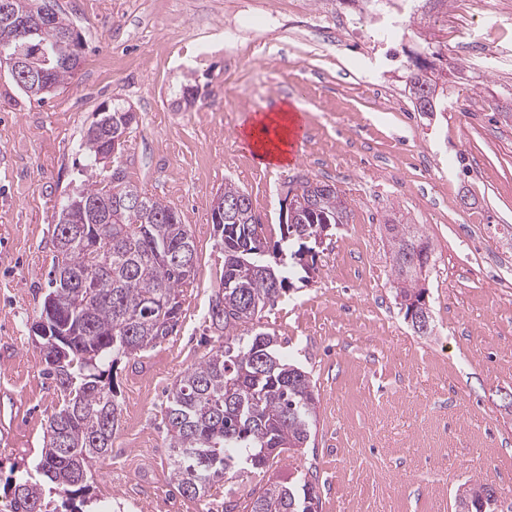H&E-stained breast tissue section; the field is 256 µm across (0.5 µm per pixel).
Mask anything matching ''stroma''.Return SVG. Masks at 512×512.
Returning <instances> with one entry per match:
<instances>
[{
	"mask_svg": "<svg viewBox=\"0 0 512 512\" xmlns=\"http://www.w3.org/2000/svg\"><path fill=\"white\" fill-rule=\"evenodd\" d=\"M55 0L85 45L79 71L56 94L25 95L0 66V512L17 477L36 468L49 417L63 396L46 378L33 333L48 292L62 204L79 187L81 144L106 106L131 107L137 126L123 162L130 179L174 207L198 258L182 313L161 343L120 358L109 379L121 416L112 451L70 501L51 512H224L269 480L316 476L319 512H457L463 484L493 486L512 512V287L494 281L495 252L512 232V85L495 66L512 55V14L465 25L461 77L448 109L414 112L404 83L363 35L342 50L299 40L320 0ZM277 17L271 32L225 42L239 10ZM438 10L395 50L448 55ZM199 87L179 107L182 85ZM296 106L301 161L260 167L242 134L257 113ZM304 178L335 184L350 209L316 258L313 279L291 289L260 323L310 375L318 398L313 447L264 471L182 495L164 423L173 384L218 347L210 303L224 248L211 222L225 181L244 189L280 238L281 207ZM423 225L431 330L405 320L391 280L385 222Z\"/></svg>",
	"mask_w": 512,
	"mask_h": 512,
	"instance_id": "1",
	"label": "stroma"
}]
</instances>
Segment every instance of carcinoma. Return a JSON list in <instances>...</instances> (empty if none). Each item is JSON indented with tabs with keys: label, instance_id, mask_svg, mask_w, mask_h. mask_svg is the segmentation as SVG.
I'll return each instance as SVG.
<instances>
[{
	"label": "carcinoma",
	"instance_id": "1",
	"mask_svg": "<svg viewBox=\"0 0 512 512\" xmlns=\"http://www.w3.org/2000/svg\"><path fill=\"white\" fill-rule=\"evenodd\" d=\"M7 2L14 17L38 13L39 0ZM418 12L408 26L426 23L434 9L448 0H419ZM72 27L60 13L52 16L47 32L51 63L39 54L38 42L18 37L11 23L0 18V46L19 51L35 68H48L47 84L59 88L72 76L66 66L72 46L55 38V32ZM460 61L445 60L436 70L420 56L408 55L402 64L405 90L415 111L424 115L448 111V95L437 92L448 71ZM134 125L136 114L114 107L98 122ZM85 173L83 189L68 199L71 209L100 197L109 189L112 213L106 241L108 257L95 263L90 243L97 237L100 210H77L86 238L69 234L65 224L54 231L53 267L66 265L75 274L99 272L95 287L76 295L49 278V294L63 301L53 309L43 305L41 316L65 333L46 373L63 393L62 407L49 419L39 464L47 484L64 495L85 490L95 463L112 451V436L119 426L120 408L112 386L104 382L106 368L120 358H132L166 339L177 325L182 288L190 284L196 247L178 212L149 196L128 180L119 158L124 144L113 147L112 138L87 129L82 143ZM302 202L297 223L288 225L278 246L288 263L270 271L241 269V259L266 246L264 225L253 212L250 196L231 182L224 184V217L211 214L224 245V276L210 308L212 326L224 342L188 370L172 390L165 411L172 478L180 493L199 497L218 481L244 469L262 470L286 451L309 446L315 425L316 396L308 373L287 362L277 349V339L259 325L261 312L286 294L291 276L300 264L291 255L306 248V238L321 224H346L349 208L334 184L306 179L300 185ZM139 195L144 205L128 204ZM393 288L396 295L411 294L425 301L424 268L432 244L419 224H388ZM470 507L462 512H490L495 490L486 484L468 488ZM318 499L312 478L302 474L289 481H272L249 494V512H308V501ZM9 512H49L43 488L25 478L14 483Z\"/></svg>",
	"mask_w": 512,
	"mask_h": 512
}]
</instances>
